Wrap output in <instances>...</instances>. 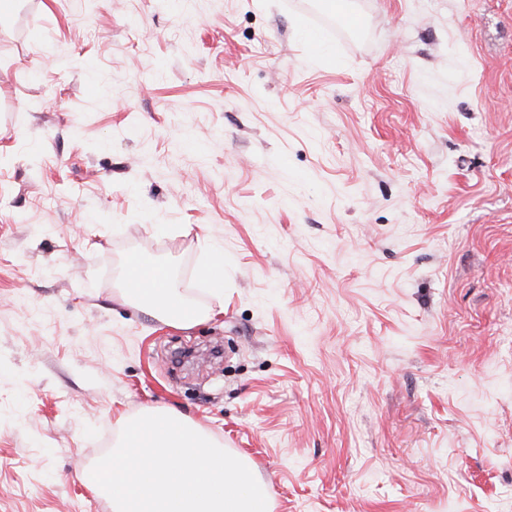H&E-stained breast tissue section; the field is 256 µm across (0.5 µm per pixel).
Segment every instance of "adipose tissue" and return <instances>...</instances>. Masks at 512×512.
I'll use <instances>...</instances> for the list:
<instances>
[{
	"label": "adipose tissue",
	"instance_id": "1",
	"mask_svg": "<svg viewBox=\"0 0 512 512\" xmlns=\"http://www.w3.org/2000/svg\"><path fill=\"white\" fill-rule=\"evenodd\" d=\"M126 293L134 298L144 312L166 323L189 327L197 323L202 314L186 301L171 284L166 269L131 258Z\"/></svg>",
	"mask_w": 512,
	"mask_h": 512
}]
</instances>
